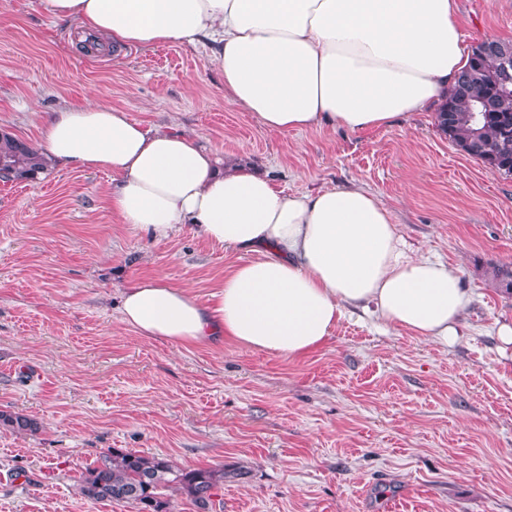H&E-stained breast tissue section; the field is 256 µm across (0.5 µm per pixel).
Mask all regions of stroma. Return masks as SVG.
Listing matches in <instances>:
<instances>
[{
  "label": "stroma",
  "instance_id": "obj_1",
  "mask_svg": "<svg viewBox=\"0 0 512 512\" xmlns=\"http://www.w3.org/2000/svg\"><path fill=\"white\" fill-rule=\"evenodd\" d=\"M461 39L512 36V0H458ZM38 0H0V130L35 145L43 113L87 99L201 137L286 193L359 185L407 246L457 267L472 301L448 345L342 320L290 359L180 346L120 320L153 277L206 300L243 253L181 231L151 241L112 214L110 174L48 167L0 182V512H137L79 492L102 455L228 471L210 512H512V176L454 146L430 111L361 132H272L224 95L204 44L77 49Z\"/></svg>",
  "mask_w": 512,
  "mask_h": 512
}]
</instances>
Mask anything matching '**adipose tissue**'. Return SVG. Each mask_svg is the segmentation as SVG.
<instances>
[{
	"label": "adipose tissue",
	"instance_id": "ef3b65f1",
	"mask_svg": "<svg viewBox=\"0 0 512 512\" xmlns=\"http://www.w3.org/2000/svg\"><path fill=\"white\" fill-rule=\"evenodd\" d=\"M101 52L208 40L224 94L267 129L350 132L435 109L469 63L456 0H39ZM41 153L111 174L109 206L152 240L188 229L247 252L200 303L143 278L121 321L182 346L230 339L300 358L355 310L428 342L455 336L470 295L458 270L412 255L392 212L357 186L287 194L267 175L221 164L195 137L88 102L44 115Z\"/></svg>",
	"mask_w": 512,
	"mask_h": 512
}]
</instances>
